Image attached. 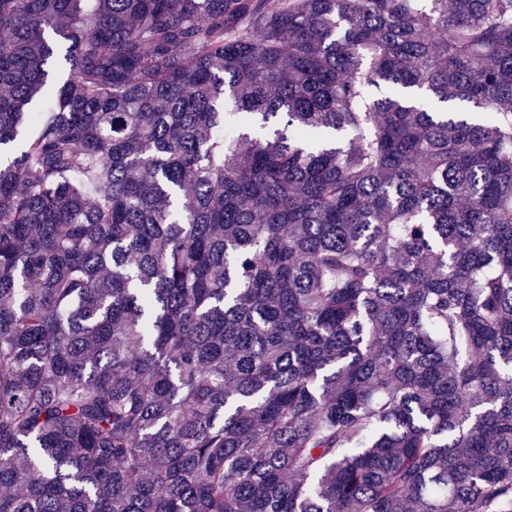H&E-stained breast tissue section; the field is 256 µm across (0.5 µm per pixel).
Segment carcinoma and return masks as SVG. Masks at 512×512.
<instances>
[{
  "label": "carcinoma",
  "mask_w": 512,
  "mask_h": 512,
  "mask_svg": "<svg viewBox=\"0 0 512 512\" xmlns=\"http://www.w3.org/2000/svg\"><path fill=\"white\" fill-rule=\"evenodd\" d=\"M0 512H512V0H0Z\"/></svg>",
  "instance_id": "obj_1"
}]
</instances>
